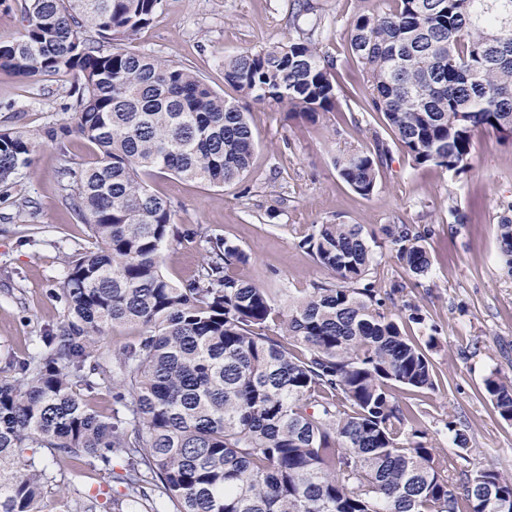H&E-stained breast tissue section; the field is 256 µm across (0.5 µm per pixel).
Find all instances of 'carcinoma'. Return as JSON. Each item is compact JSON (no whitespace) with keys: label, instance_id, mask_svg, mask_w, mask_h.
Here are the masks:
<instances>
[{"label":"carcinoma","instance_id":"1","mask_svg":"<svg viewBox=\"0 0 512 512\" xmlns=\"http://www.w3.org/2000/svg\"><path fill=\"white\" fill-rule=\"evenodd\" d=\"M162 0H25L24 25L0 41V71L22 79L74 74L70 121L46 131L77 134L98 150L70 173V207L93 247L68 257L55 293L58 321L38 350L0 378V512H44L66 465L92 459L125 467L124 507L160 512H512V481L491 468L465 475L427 441L421 414L399 393L436 387L429 351L386 311L370 280L375 256L360 224H320L301 241L333 280L288 299L236 276L248 255L204 237L195 275L161 271L179 241L170 201L146 177L168 172L222 186L250 168L247 113L191 69L83 38L87 29L128 41ZM350 22L348 53L371 111L383 115L415 165L454 174L469 167L475 133L512 140V0H391ZM316 28L224 60V82L256 103L315 125L336 111L337 61ZM34 137L0 129V187L28 166ZM389 147L336 158L357 195L377 187ZM499 261L512 276V217L498 224ZM383 232L415 277L429 273L424 233ZM134 334L112 355L104 335ZM112 363V413L86 396ZM484 391L512 422V380L492 372ZM77 493L64 512H95Z\"/></svg>","mask_w":512,"mask_h":512}]
</instances>
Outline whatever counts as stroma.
Listing matches in <instances>:
<instances>
[{"label": "stroma", "instance_id": "1", "mask_svg": "<svg viewBox=\"0 0 512 512\" xmlns=\"http://www.w3.org/2000/svg\"><path fill=\"white\" fill-rule=\"evenodd\" d=\"M313 11L303 28H315L324 51L337 57L336 110L325 122L290 120L285 109L247 103L256 136L243 180L206 187L170 173L150 177L152 190L171 201L175 222L193 238L169 246L163 271L174 282L190 279L203 250L200 235H220L249 256L235 266L240 278L292 296L330 280L299 240L316 224H361L378 231L389 224L425 229L429 274L409 276L388 243L375 250L372 279L387 290L404 287V300L419 304L437 327L431 353L436 390L413 395L437 452L458 470H497L512 479V424L483 394L490 372L512 377V278L498 257V222L512 204V142L483 132L464 173L414 166L392 148L373 195L360 197L340 179L333 163L342 150L373 148L392 135L380 113L366 107L362 75L347 51L349 25L360 6L381 11L387 0H163V8L127 50L190 67L226 100H238L224 82V60L258 51L294 33L289 17L302 2ZM74 80L29 81L0 72V128L35 138L31 166L19 172L9 199L0 200V372L8 360L28 358L41 329L62 311L53 297L67 257L91 248L89 230L66 205L67 172L95 160V148L78 135L64 143L48 128L65 123ZM457 421L469 436L458 458L445 424ZM71 488L100 494L98 512H115L124 486L117 471L88 463L74 471Z\"/></svg>", "mask_w": 512, "mask_h": 512}]
</instances>
